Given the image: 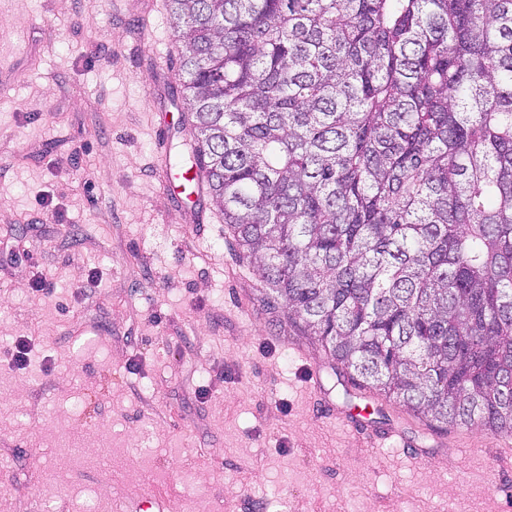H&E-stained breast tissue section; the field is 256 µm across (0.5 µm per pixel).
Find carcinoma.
Wrapping results in <instances>:
<instances>
[{"mask_svg":"<svg viewBox=\"0 0 512 512\" xmlns=\"http://www.w3.org/2000/svg\"><path fill=\"white\" fill-rule=\"evenodd\" d=\"M189 158L342 369L512 436V0H168Z\"/></svg>","mask_w":512,"mask_h":512,"instance_id":"1","label":"carcinoma"}]
</instances>
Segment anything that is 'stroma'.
Returning a JSON list of instances; mask_svg holds the SVG:
<instances>
[{"label": "stroma", "instance_id": "35a3bbf8", "mask_svg": "<svg viewBox=\"0 0 512 512\" xmlns=\"http://www.w3.org/2000/svg\"><path fill=\"white\" fill-rule=\"evenodd\" d=\"M151 8L0 0V512H126L160 493L171 512H512L497 435L435 434L345 391L209 197L182 205L215 223L183 224L156 136L183 151L192 127L168 12L138 25ZM39 277L51 293L31 292ZM390 428L422 457L364 438Z\"/></svg>", "mask_w": 512, "mask_h": 512}]
</instances>
